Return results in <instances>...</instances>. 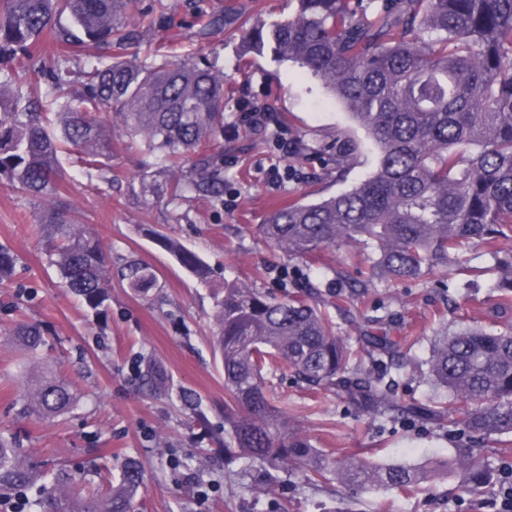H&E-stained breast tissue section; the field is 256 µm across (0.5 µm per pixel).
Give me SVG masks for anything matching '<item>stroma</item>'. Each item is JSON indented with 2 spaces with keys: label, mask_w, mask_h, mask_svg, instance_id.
<instances>
[{
  "label": "stroma",
  "mask_w": 512,
  "mask_h": 512,
  "mask_svg": "<svg viewBox=\"0 0 512 512\" xmlns=\"http://www.w3.org/2000/svg\"><path fill=\"white\" fill-rule=\"evenodd\" d=\"M233 100L251 103L280 118L286 134L328 146L350 141L357 160L344 176L326 175L318 159L298 160L287 145L266 142L260 119L241 131L234 152L224 156V202L195 200L172 219L165 199L142 195L144 160L121 140L112 142L111 184L82 176L76 156L60 162L73 181L63 205L94 233L107 261L120 267L135 258L152 265L159 286L141 296L113 275L111 298L89 307L64 288L43 250L38 222L46 206L0 183V246L16 257L10 280L0 282V435L14 439L40 471L60 468L97 490L118 481L126 461L138 462L145 485L137 512H499L502 470L512 464V442L488 447L493 478L481 494L463 490L456 477L438 476L427 491L403 495L369 488L349 495L339 484L312 486L288 467L273 484L237 449L224 447V372L215 357V294L239 282L270 292L290 287L300 266L273 250L253 226L287 196L318 200L344 192L376 168L379 152L367 133L317 82L271 53H245L241 33L227 27L215 36ZM139 58L174 52L198 56L192 30L144 32L133 47ZM178 239L209 265L198 282L157 249L155 234ZM484 275L458 309L433 279L376 281L358 298L361 309L384 307L391 333L414 336L411 352L423 360L435 336L468 325L512 328V311L494 317L492 259L481 256ZM22 322L40 327L44 347L31 354L12 338ZM54 369L76 401L65 415L44 418L27 406L26 379ZM277 402L300 432L330 459L352 456L380 465L418 464L447 458L454 448L431 428L379 427L355 416L333 397L316 396L293 373H270Z\"/></svg>",
  "instance_id": "obj_1"
}]
</instances>
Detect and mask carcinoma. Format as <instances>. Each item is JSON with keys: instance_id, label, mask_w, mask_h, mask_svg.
I'll return each instance as SVG.
<instances>
[{"instance_id": "cac0c4a2", "label": "carcinoma", "mask_w": 512, "mask_h": 512, "mask_svg": "<svg viewBox=\"0 0 512 512\" xmlns=\"http://www.w3.org/2000/svg\"><path fill=\"white\" fill-rule=\"evenodd\" d=\"M289 17L269 25L243 11H216L207 0H185L170 16L162 0H0V177L22 195L42 201L61 196L66 175L59 149L77 151L85 174L110 181L112 135L119 126L129 146L151 159L165 177L141 175L144 195L162 192L174 207L188 197L224 202V132L238 125L224 115V70L218 56L162 55L141 61L125 55L139 30L166 22L188 24L205 44L214 30L234 26L245 52L269 49L327 89L379 148L376 170L352 189L323 199L300 198L273 209L256 231L289 260H306L340 243L359 249L367 278L354 284L332 277L313 282L299 275L284 297L224 283L217 302L216 352L224 370L226 448H237L270 470L300 467L322 480L334 474L348 487L380 485L411 493L446 471L468 492H484L491 474L482 447L512 435V332L466 327L436 337L426 358L428 379L453 397L405 400L390 368L416 341L389 336V320L361 311L339 314L335 291L360 295L373 280L448 279V268L473 276V251L491 248L498 269L499 315L512 309V259L492 245L512 242V0H295ZM66 15L70 24L56 23ZM53 31L64 48L52 59L35 52ZM102 52L79 65L80 52ZM297 159L327 157L343 171L354 164L348 143L327 154L324 144L293 141ZM46 252L68 288L92 308L112 287L98 238L74 229L63 211H50ZM156 244L200 281L210 271L201 257L159 234ZM121 277L146 296L158 286L153 266L129 260ZM363 332L340 335V321ZM34 352L40 330L17 331ZM295 373L309 388L330 395L358 415H391L454 439L446 460L377 466L331 461L288 428L263 372L273 364ZM29 402L45 417L73 403L70 386L55 371L32 381ZM143 485L140 465L128 461L103 493L84 495L62 468L46 477L0 438V496L36 490L42 512H133Z\"/></svg>"}]
</instances>
